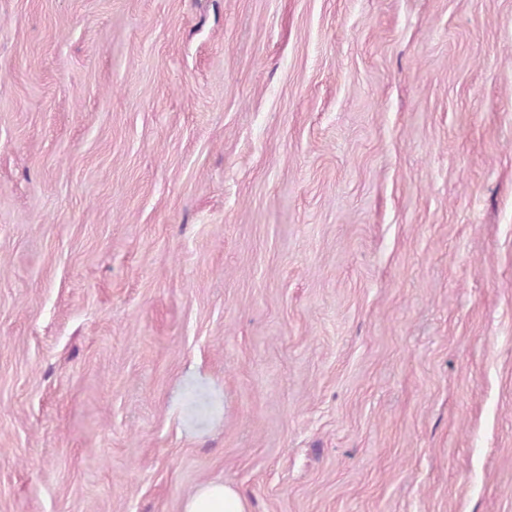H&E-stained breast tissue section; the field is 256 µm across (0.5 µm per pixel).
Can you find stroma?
I'll list each match as a JSON object with an SVG mask.
<instances>
[{
  "label": "stroma",
  "instance_id": "stroma-1",
  "mask_svg": "<svg viewBox=\"0 0 512 512\" xmlns=\"http://www.w3.org/2000/svg\"><path fill=\"white\" fill-rule=\"evenodd\" d=\"M213 479L512 512V0H0V512ZM173 406L185 428L196 433L206 431L222 412L221 400L216 397L209 378L193 369L181 377Z\"/></svg>",
  "mask_w": 512,
  "mask_h": 512
}]
</instances>
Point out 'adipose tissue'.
Wrapping results in <instances>:
<instances>
[{
  "label": "adipose tissue",
  "instance_id": "adipose-tissue-1",
  "mask_svg": "<svg viewBox=\"0 0 512 512\" xmlns=\"http://www.w3.org/2000/svg\"><path fill=\"white\" fill-rule=\"evenodd\" d=\"M173 406L185 428L197 433L206 431L222 412L209 378L193 370L182 376ZM183 512H250V507L238 490L221 481H207L185 497Z\"/></svg>",
  "mask_w": 512,
  "mask_h": 512
}]
</instances>
